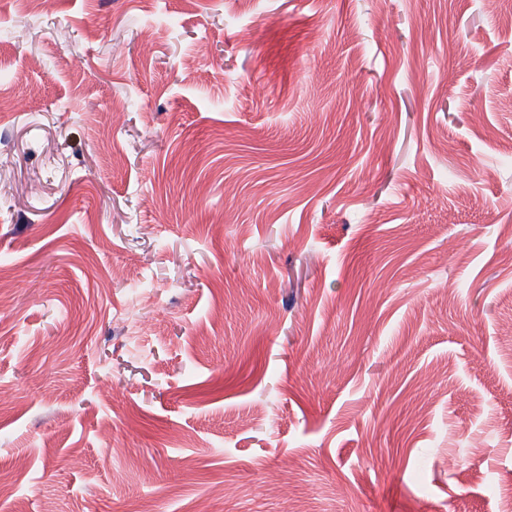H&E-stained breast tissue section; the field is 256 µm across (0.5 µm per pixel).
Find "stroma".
I'll return each instance as SVG.
<instances>
[{
	"instance_id": "35a3bbf8",
	"label": "stroma",
	"mask_w": 512,
	"mask_h": 512,
	"mask_svg": "<svg viewBox=\"0 0 512 512\" xmlns=\"http://www.w3.org/2000/svg\"><path fill=\"white\" fill-rule=\"evenodd\" d=\"M510 14L0 0V512H499Z\"/></svg>"
}]
</instances>
